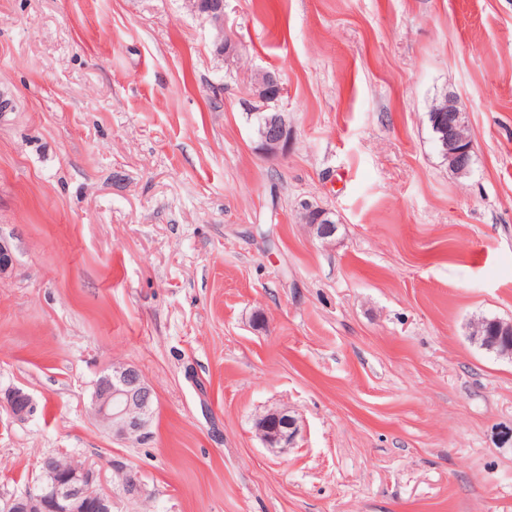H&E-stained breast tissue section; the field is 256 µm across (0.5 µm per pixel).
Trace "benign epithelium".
<instances>
[{
  "instance_id": "benign-epithelium-1",
  "label": "benign epithelium",
  "mask_w": 512,
  "mask_h": 512,
  "mask_svg": "<svg viewBox=\"0 0 512 512\" xmlns=\"http://www.w3.org/2000/svg\"><path fill=\"white\" fill-rule=\"evenodd\" d=\"M208 12L220 38L219 48L231 49L232 39L224 27V0H210ZM254 89L268 94L272 103L283 94L280 77L272 73L261 75ZM441 110L448 113V123L438 125L441 153L450 168L464 173L474 154L472 139L464 133L467 122L462 120L463 114L451 95ZM289 138L288 114L267 107L260 121L258 149L267 155L283 154L288 151ZM299 207L303 220L319 240L326 242L334 237L335 220L329 212L306 200ZM153 405V389L139 369L128 363L112 365L111 371L99 380L93 397L94 414L120 440L151 437ZM8 406L18 418L33 412L31 397L19 389L9 394ZM256 432L266 447L286 448L298 433L297 422L288 409L276 408L257 419ZM42 471L45 479L35 490L1 504L0 512H112V494L100 484V470L95 466L84 463L64 469L57 459L47 458L42 462Z\"/></svg>"
}]
</instances>
